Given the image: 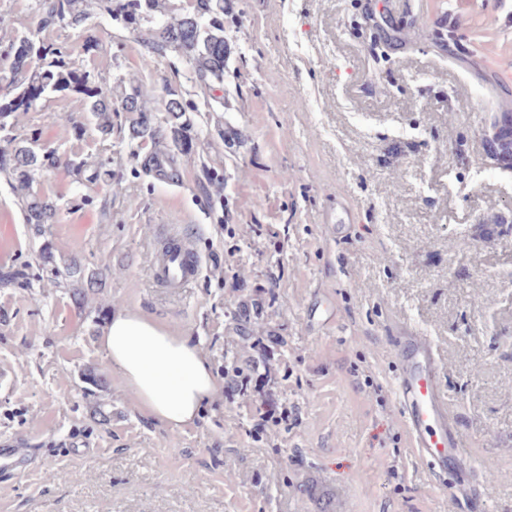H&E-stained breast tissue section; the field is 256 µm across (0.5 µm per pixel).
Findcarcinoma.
<instances>
[{
	"mask_svg": "<svg viewBox=\"0 0 512 512\" xmlns=\"http://www.w3.org/2000/svg\"><path fill=\"white\" fill-rule=\"evenodd\" d=\"M86 3L87 0H37L39 29L62 25L78 28L87 24L91 13L84 7ZM96 6L137 35L143 65L149 66L156 59L175 53L189 63L192 78L210 91L204 107L211 111L216 103L224 105V97L213 94L216 87L224 84L230 56L224 35V0H189L187 6L180 8L172 0H96ZM7 57L9 67L0 70V132L7 131V119L12 114L35 108L44 97L54 93L80 96L98 128L104 132L111 129L112 95L104 92L89 73L76 68L56 44L33 34L18 35L9 43ZM119 87L118 105L128 113L130 138L166 141L165 150L142 160L141 167L154 173L158 180L180 181L182 171L175 156L192 149L187 135L191 118L187 113L199 111L197 104L166 86L163 105L158 108L156 90L141 84L133 74L120 78ZM160 111L164 116L158 115ZM39 140L35 133L18 144L16 138L6 135L0 145V172L13 180L26 223L36 227L55 223L57 206L34 195L35 176L61 166H76L72 160H61L56 151L38 147ZM201 191L211 198H221L224 171L208 169ZM40 259L68 282L79 302L86 301L83 271L74 256L56 260L44 247Z\"/></svg>",
	"mask_w": 512,
	"mask_h": 512,
	"instance_id": "1",
	"label": "carcinoma"
}]
</instances>
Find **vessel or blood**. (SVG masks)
Instances as JSON below:
<instances>
[{
	"label": "vessel or blood",
	"instance_id": "b4317fda",
	"mask_svg": "<svg viewBox=\"0 0 512 512\" xmlns=\"http://www.w3.org/2000/svg\"><path fill=\"white\" fill-rule=\"evenodd\" d=\"M202 255L190 244L175 240L155 253L151 275L155 281L178 291L200 275ZM398 374L395 392L412 448L423 460L440 468L465 465L463 438L448 412V402L439 387V359L433 340L412 326H400L391 338ZM25 453L18 443L0 444V469H24Z\"/></svg>",
	"mask_w": 512,
	"mask_h": 512
}]
</instances>
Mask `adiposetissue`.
<instances>
[{"label": "adipose tissue", "mask_w": 512, "mask_h": 512, "mask_svg": "<svg viewBox=\"0 0 512 512\" xmlns=\"http://www.w3.org/2000/svg\"><path fill=\"white\" fill-rule=\"evenodd\" d=\"M103 343L110 366L151 420L173 428L192 423L201 404L221 390L192 337L174 335L141 313L113 314Z\"/></svg>", "instance_id": "obj_1"}]
</instances>
